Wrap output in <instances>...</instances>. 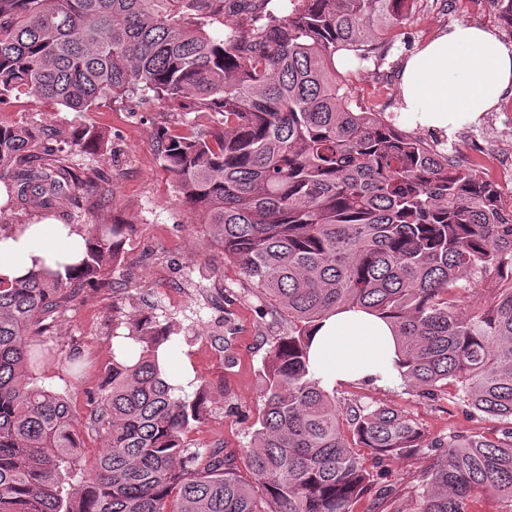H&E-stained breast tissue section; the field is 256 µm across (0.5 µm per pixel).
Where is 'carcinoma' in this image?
<instances>
[{
  "label": "carcinoma",
  "mask_w": 512,
  "mask_h": 512,
  "mask_svg": "<svg viewBox=\"0 0 512 512\" xmlns=\"http://www.w3.org/2000/svg\"><path fill=\"white\" fill-rule=\"evenodd\" d=\"M414 2L0 0V103L33 94L80 113L151 93L212 117L161 130L162 166L287 324L249 449L200 450L188 434L209 415L207 387L175 395L158 360L172 329L153 317L124 321L87 423L30 376L56 364L34 338L72 288L115 287L132 225L84 229L64 274L0 281V512H353L397 498L371 482L368 457L430 459L410 508L392 512H470L482 495L512 512V205L474 165L371 111L336 69L384 60ZM110 141L91 124L0 119V182L20 204L101 201L109 178H81L75 156ZM475 285L487 299L466 310ZM345 307L394 324L404 386L496 421L497 436L429 439L392 406L336 400L307 349ZM85 431L104 440L89 457Z\"/></svg>",
  "instance_id": "1"
}]
</instances>
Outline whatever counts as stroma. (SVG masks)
<instances>
[{"label": "stroma", "instance_id": "obj_1", "mask_svg": "<svg viewBox=\"0 0 512 512\" xmlns=\"http://www.w3.org/2000/svg\"><path fill=\"white\" fill-rule=\"evenodd\" d=\"M459 23L495 29L501 38L512 41V30L500 24L496 0H417L390 39L385 62L352 74L356 94L387 120H394L403 60L423 42ZM25 114L59 126L78 118L61 105L25 94L0 104V118L17 120ZM185 118L184 112L152 97L101 103L87 119L107 129L112 143L88 159L80 174H111L106 205L78 209L62 199L51 209L31 203L23 206L8 201L0 186V225L68 220L78 226L115 220L131 224L124 264L135 286L110 292L77 290L46 338L59 362L37 377L65 393L80 418H87L103 371L112 361L113 335L123 332L129 316L156 317L176 331L168 376L189 371L186 395H193L202 384L209 392L212 415L193 431L195 445L242 451L249 446L251 426L261 407L259 373L267 350L282 333L281 319L261 290L225 260L211 227L200 223L196 213L176 197L173 178L159 160L158 133L179 127ZM441 150L455 152L463 163L477 162L483 175L500 184L503 194H511L512 176L499 172L497 165L512 163V92L478 126L449 136ZM75 348L90 364L79 379L71 377L66 365ZM336 396L343 401L393 405L415 418L432 438L451 432L491 436L498 428L494 421L466 414L448 396L428 402L398 384L346 385L338 388Z\"/></svg>", "mask_w": 512, "mask_h": 512}]
</instances>
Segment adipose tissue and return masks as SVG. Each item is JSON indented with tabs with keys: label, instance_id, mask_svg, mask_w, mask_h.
<instances>
[{
	"label": "adipose tissue",
	"instance_id": "adipose-tissue-1",
	"mask_svg": "<svg viewBox=\"0 0 512 512\" xmlns=\"http://www.w3.org/2000/svg\"><path fill=\"white\" fill-rule=\"evenodd\" d=\"M399 123L443 136L476 126L512 89V42L495 30L457 24L421 45L398 77ZM85 238L67 224L33 223L20 233L0 230V278L77 263ZM397 343L392 326L359 308L336 311L312 335L309 361L328 388L357 381L396 384Z\"/></svg>",
	"mask_w": 512,
	"mask_h": 512
}]
</instances>
